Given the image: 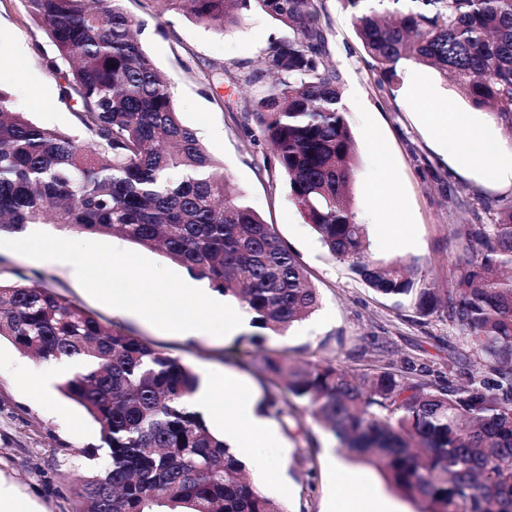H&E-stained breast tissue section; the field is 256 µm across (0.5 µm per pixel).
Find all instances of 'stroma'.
I'll return each instance as SVG.
<instances>
[{
  "label": "stroma",
  "instance_id": "1",
  "mask_svg": "<svg viewBox=\"0 0 512 512\" xmlns=\"http://www.w3.org/2000/svg\"><path fill=\"white\" fill-rule=\"evenodd\" d=\"M122 8L143 21L145 53L173 90L181 122L193 129L223 166L232 185L299 257L319 294L317 309L295 322L286 335H267L263 347L249 341L257 327L230 337L186 338L160 330L142 317L118 314L93 299L68 263L37 264L0 249V281L20 277L64 295L79 306L179 358L198 376L231 370L254 399L264 395L252 365L261 349L287 351L296 362L333 361L357 371L377 366H424L431 379L460 387L471 367L457 330L444 314L420 317L411 300L378 294L348 264L334 259L303 218L289 193L270 145L254 120L244 118L252 95L243 77L256 70L270 40L288 38V28L260 10L217 33L161 0H122ZM328 60L341 77L346 119L358 148L351 204L367 227L374 259H413L418 276L448 281V266L459 242L454 226L495 221L498 201L512 197V184L486 178L490 159L475 150L464 159L448 153L434 132L438 113H468L487 142L512 151L501 127L471 108L452 82L434 70L405 65L392 90L378 86L379 70L364 52L350 12L339 0H322ZM57 51L32 20L24 0H0V91L33 123L82 141L75 101L61 95L62 78L51 63ZM485 207L472 214L469 205ZM48 363L0 340V484L28 502L33 512H83V480L109 463L99 447L95 423L83 407L57 388L42 389ZM297 423L270 420L278 435V482L248 466L250 478L288 512H328L333 498L395 492L373 466L353 463L354 485L333 484L327 454L341 455L338 440L308 412L296 409Z\"/></svg>",
  "mask_w": 512,
  "mask_h": 512
}]
</instances>
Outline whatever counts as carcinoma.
<instances>
[{"instance_id": "1", "label": "carcinoma", "mask_w": 512, "mask_h": 512, "mask_svg": "<svg viewBox=\"0 0 512 512\" xmlns=\"http://www.w3.org/2000/svg\"><path fill=\"white\" fill-rule=\"evenodd\" d=\"M122 0H25L69 65L61 93L80 106L88 140L39 126L0 91V231L53 223L119 234L168 257L235 298L251 323L284 335L318 307L296 256L231 185L138 39ZM222 33L259 9L292 36L264 50L251 116L271 146L306 222L332 257L384 296L437 310L497 376L450 388L422 372L351 373L331 361L296 365L267 354L263 414L288 419L304 404L421 512H512V198L493 224L454 229L461 248L448 287L416 279L413 263L368 250L349 198L356 144L340 77L326 64L318 0H161ZM388 86L406 64L451 77L512 143V0H340ZM79 369L59 390L98 427L110 463L83 484L88 512H287L245 478L246 464L190 403L199 378L180 359L101 322L36 284L0 283V339Z\"/></svg>"}]
</instances>
